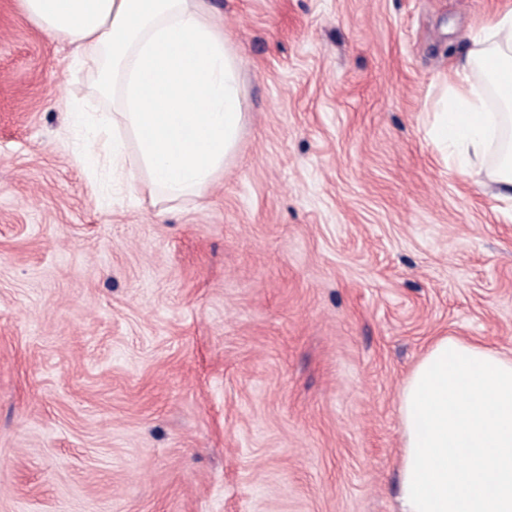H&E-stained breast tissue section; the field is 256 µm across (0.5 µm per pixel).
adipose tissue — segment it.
<instances>
[{
	"mask_svg": "<svg viewBox=\"0 0 512 512\" xmlns=\"http://www.w3.org/2000/svg\"><path fill=\"white\" fill-rule=\"evenodd\" d=\"M48 37L94 64L116 112H78L86 156L142 174L156 203L197 197L223 171L243 120L236 63L200 0H16ZM431 135L460 172L512 194V10L473 40ZM401 512H512V358L438 338L401 393Z\"/></svg>",
	"mask_w": 512,
	"mask_h": 512,
	"instance_id": "obj_1",
	"label": "adipose tissue"
}]
</instances>
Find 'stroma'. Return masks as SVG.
I'll return each mask as SVG.
<instances>
[{"instance_id":"stroma-1","label":"stroma","mask_w":512,"mask_h":512,"mask_svg":"<svg viewBox=\"0 0 512 512\" xmlns=\"http://www.w3.org/2000/svg\"><path fill=\"white\" fill-rule=\"evenodd\" d=\"M512 0H204L236 154L166 212L80 163L89 68L0 0V512H398L440 336L512 357V200L429 136Z\"/></svg>"}]
</instances>
